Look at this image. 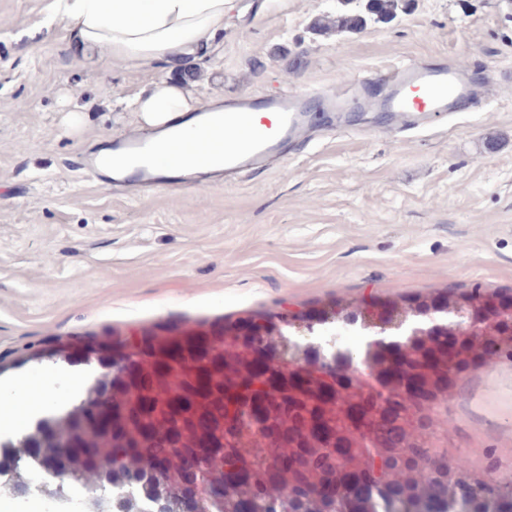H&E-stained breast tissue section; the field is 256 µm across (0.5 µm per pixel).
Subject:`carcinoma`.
<instances>
[{
    "instance_id": "cac0c4a2",
    "label": "carcinoma",
    "mask_w": 512,
    "mask_h": 512,
    "mask_svg": "<svg viewBox=\"0 0 512 512\" xmlns=\"http://www.w3.org/2000/svg\"><path fill=\"white\" fill-rule=\"evenodd\" d=\"M401 0H366L380 20L397 15ZM359 14L320 20L323 30L356 31ZM500 305L498 319L479 345L438 330L408 345H383L368 353L371 380L352 362L321 361L308 351L295 354L288 374L271 364L288 351L267 324L240 319L224 326V338L188 335L181 339L144 335L135 344L117 341L119 359L102 364V376L81 405L91 406L109 384L120 382L118 365L147 362L122 403L124 422L112 426L101 412L92 428L96 448L72 447L83 429L71 412L33 424L0 462V489L15 498L39 492L51 506L69 500V487H83L89 506L108 512L123 485L143 503L142 512H448L461 504L472 512H512V484L448 465L444 448L459 441L456 428L438 411L448 408V391L472 370L512 360L509 300L478 288L451 289L402 302H374L380 312L465 307L477 314ZM344 323L365 320L363 303L341 306ZM160 426L184 433L176 447H163ZM211 429L207 442L230 450L224 480L196 469L197 427ZM112 435H107V430ZM143 438L147 448H127L126 458L109 450V438ZM56 451L47 456L45 441ZM267 477L263 492L252 489L253 472Z\"/></svg>"
}]
</instances>
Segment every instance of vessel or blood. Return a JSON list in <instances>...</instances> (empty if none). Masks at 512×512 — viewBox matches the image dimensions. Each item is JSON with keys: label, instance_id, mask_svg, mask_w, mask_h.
Segmentation results:
<instances>
[{"label": "vessel or blood", "instance_id": "vessel-or-blood-1", "mask_svg": "<svg viewBox=\"0 0 512 512\" xmlns=\"http://www.w3.org/2000/svg\"><path fill=\"white\" fill-rule=\"evenodd\" d=\"M481 92V85L465 70L407 60L376 80H354L346 90L326 97L302 92L245 93L226 103L223 111L188 115L192 132L183 131L174 121L166 125V135L159 142L131 130L93 153L78 155L76 165L107 182L120 179L128 191L138 192L157 180L154 151L160 144L169 153L187 157L195 167L228 173L258 170L278 156L284 142L306 138L314 113L375 112L405 130L422 113L444 117L463 111Z\"/></svg>", "mask_w": 512, "mask_h": 512}]
</instances>
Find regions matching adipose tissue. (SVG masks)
Returning a JSON list of instances; mask_svg holds the SVG:
<instances>
[{
	"instance_id": "ef3b65f1",
	"label": "adipose tissue",
	"mask_w": 512,
	"mask_h": 512,
	"mask_svg": "<svg viewBox=\"0 0 512 512\" xmlns=\"http://www.w3.org/2000/svg\"><path fill=\"white\" fill-rule=\"evenodd\" d=\"M234 0H49L48 24L62 25L70 44L113 65L153 71L207 46L224 27ZM202 103L182 85L159 78L136 94L131 109L156 127Z\"/></svg>"
}]
</instances>
